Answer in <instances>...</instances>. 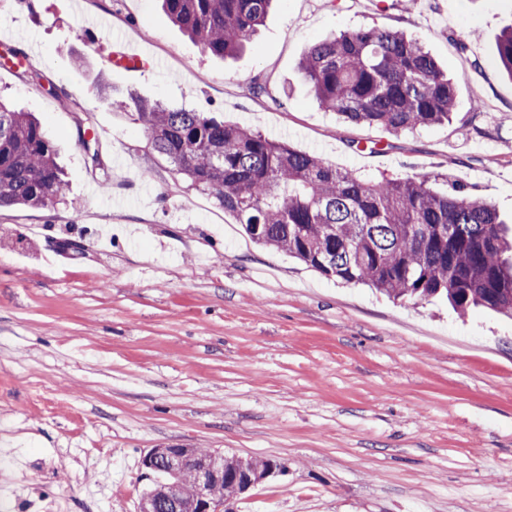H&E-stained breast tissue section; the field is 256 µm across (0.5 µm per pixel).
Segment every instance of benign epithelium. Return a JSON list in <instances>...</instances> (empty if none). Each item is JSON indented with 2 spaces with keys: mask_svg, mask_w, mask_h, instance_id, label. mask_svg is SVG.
I'll use <instances>...</instances> for the list:
<instances>
[{
  "mask_svg": "<svg viewBox=\"0 0 512 512\" xmlns=\"http://www.w3.org/2000/svg\"><path fill=\"white\" fill-rule=\"evenodd\" d=\"M163 457L169 470L176 473L184 468L197 471V494L180 504L179 512H224L228 506L212 502L208 495L211 484L224 480V458L212 453L201 455L193 448L180 445L161 446L151 449L143 458L146 470L154 468L156 458Z\"/></svg>",
  "mask_w": 512,
  "mask_h": 512,
  "instance_id": "7a95c632",
  "label": "benign epithelium"
}]
</instances>
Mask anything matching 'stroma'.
I'll return each instance as SVG.
<instances>
[{"mask_svg": "<svg viewBox=\"0 0 512 512\" xmlns=\"http://www.w3.org/2000/svg\"><path fill=\"white\" fill-rule=\"evenodd\" d=\"M378 25L420 39L451 121L353 151L299 69L312 43ZM512 0H274L238 54L202 51L159 0H0V99L60 148L64 201L0 209V496L14 512H139L141 459L181 443L286 469L235 512H512V321L398 302L253 243L167 163L130 94L212 112L366 178L449 173L512 214ZM466 51H458L457 42ZM133 49L144 68L115 67ZM271 98L249 95L254 77ZM479 131L469 120L475 105ZM87 119L105 162L78 140ZM109 190H102V181Z\"/></svg>", "mask_w": 512, "mask_h": 512, "instance_id": "stroma-1", "label": "stroma"}]
</instances>
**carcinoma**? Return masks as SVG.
I'll return each mask as SVG.
<instances>
[{
  "label": "carcinoma",
  "mask_w": 512,
  "mask_h": 512,
  "mask_svg": "<svg viewBox=\"0 0 512 512\" xmlns=\"http://www.w3.org/2000/svg\"><path fill=\"white\" fill-rule=\"evenodd\" d=\"M169 19L214 56L238 52L273 0H162ZM512 78V27L497 40ZM301 70L318 104L344 122L398 137L449 121L455 86L422 44L379 26L311 45ZM149 138L189 187L214 198L257 244L288 253L321 275L371 286L394 300L441 298L456 312L512 317V227L497 206L462 182L408 174L364 179L210 112L131 98ZM38 119L0 103V208L53 207L62 170ZM270 458H224L215 497L242 494L234 475L268 477Z\"/></svg>",
  "instance_id": "1"
}]
</instances>
